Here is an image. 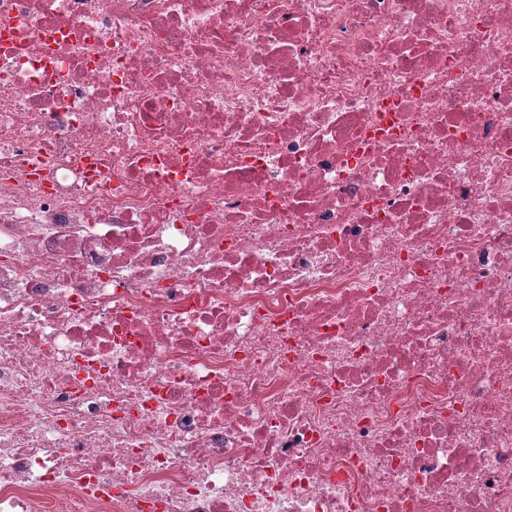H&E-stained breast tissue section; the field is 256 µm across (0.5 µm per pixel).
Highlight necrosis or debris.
<instances>
[{
  "mask_svg": "<svg viewBox=\"0 0 512 512\" xmlns=\"http://www.w3.org/2000/svg\"><path fill=\"white\" fill-rule=\"evenodd\" d=\"M0 512H512V0H0Z\"/></svg>",
  "mask_w": 512,
  "mask_h": 512,
  "instance_id": "1",
  "label": "necrosis or debris"
}]
</instances>
